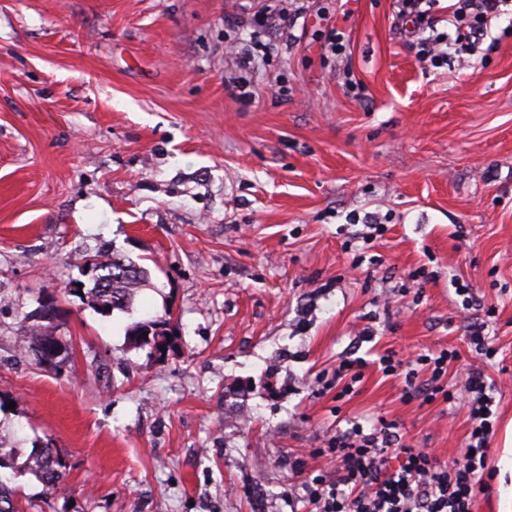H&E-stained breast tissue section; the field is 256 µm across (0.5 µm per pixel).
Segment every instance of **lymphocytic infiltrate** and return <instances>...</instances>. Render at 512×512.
Returning <instances> with one entry per match:
<instances>
[{
  "instance_id": "f902f5d3",
  "label": "lymphocytic infiltrate",
  "mask_w": 512,
  "mask_h": 512,
  "mask_svg": "<svg viewBox=\"0 0 512 512\" xmlns=\"http://www.w3.org/2000/svg\"><path fill=\"white\" fill-rule=\"evenodd\" d=\"M509 4L512 0H451L447 22L469 20L470 35L478 40ZM457 357L445 348L412 360L389 352L379 357L378 368L384 376L403 377L405 398L449 404L455 395L448 387V366ZM468 388L475 400L460 459L445 463L427 449L393 445L388 422L370 433L354 425L318 451L336 471L322 470L305 481L312 512H473L491 477L487 455L495 432L494 398L483 370L469 371Z\"/></svg>"
}]
</instances>
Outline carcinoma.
Here are the masks:
<instances>
[{
  "instance_id": "carcinoma-1",
  "label": "carcinoma",
  "mask_w": 512,
  "mask_h": 512,
  "mask_svg": "<svg viewBox=\"0 0 512 512\" xmlns=\"http://www.w3.org/2000/svg\"><path fill=\"white\" fill-rule=\"evenodd\" d=\"M84 266L94 272L93 286L84 292L87 304L102 313L108 307L113 310L128 307L144 282V270L132 263L127 264L120 258H115L108 264L86 258ZM55 316L54 309L46 308L41 316L45 324L28 327L32 348L40 362L49 367L58 366L67 354L66 345L56 340L51 332V323ZM165 325L166 321L159 319L144 323L136 330V336L143 341L150 335L162 336ZM24 468L38 478L45 492L49 494L54 493L64 479L63 463L54 456L51 448H40L33 452L26 460ZM14 496V490L0 478V512H19Z\"/></svg>"
}]
</instances>
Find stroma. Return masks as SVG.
Returning <instances> with one entry per match:
<instances>
[{
	"instance_id": "stroma-1",
	"label": "stroma",
	"mask_w": 512,
	"mask_h": 512,
	"mask_svg": "<svg viewBox=\"0 0 512 512\" xmlns=\"http://www.w3.org/2000/svg\"><path fill=\"white\" fill-rule=\"evenodd\" d=\"M283 7L0 0V434L24 458L54 448L65 473L51 495L15 476L21 512H309L314 449L383 419L453 460L478 324L498 350L484 366L498 418L473 512H500L512 14L477 55L426 69L418 38L448 26L412 37L395 0H310L288 34L254 37L257 12ZM87 255L147 269L130 307L104 315L72 294ZM48 300L68 349L56 368L27 338ZM158 317L162 351L133 338ZM446 346L448 405L403 398L374 364ZM349 354L369 365L340 398Z\"/></svg>"
}]
</instances>
